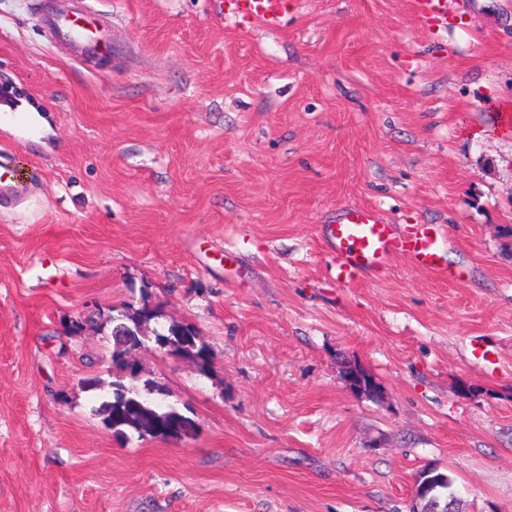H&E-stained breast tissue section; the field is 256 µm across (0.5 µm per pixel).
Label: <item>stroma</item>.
<instances>
[{
	"mask_svg": "<svg viewBox=\"0 0 512 512\" xmlns=\"http://www.w3.org/2000/svg\"><path fill=\"white\" fill-rule=\"evenodd\" d=\"M80 59L0 0V512H410L436 466L459 512H512V0H296L279 28L217 0H86ZM350 206L436 229L448 282L393 256L330 274ZM149 301L211 368L148 342L136 375L93 310ZM487 351L476 358L474 349ZM376 378L351 390L344 366ZM161 385L181 440L115 437L96 390ZM416 16L424 21L439 25L447 19V0H409ZM23 179L19 169L9 160L0 162V202L4 204L22 196Z\"/></svg>",
	"mask_w": 512,
	"mask_h": 512,
	"instance_id": "stroma-1",
	"label": "stroma"
}]
</instances>
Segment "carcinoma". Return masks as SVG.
I'll return each instance as SVG.
<instances>
[{
    "instance_id": "carcinoma-1",
    "label": "carcinoma",
    "mask_w": 512,
    "mask_h": 512,
    "mask_svg": "<svg viewBox=\"0 0 512 512\" xmlns=\"http://www.w3.org/2000/svg\"><path fill=\"white\" fill-rule=\"evenodd\" d=\"M161 317L158 309L144 304L138 308L129 305L120 314L103 316L93 314L79 316L71 321L70 330L77 333L84 329L87 323L95 322L101 328L111 327L113 339L112 364L122 370H127L124 355L140 344L154 339L155 343L175 357L195 361L201 373H207L209 358L206 347L199 341L196 330L191 326L171 324L164 332H150V324ZM110 390L107 399L102 401L97 414L102 416L104 424L112 429L113 434L123 437L133 433L142 438L168 439L172 428L179 425L184 431L194 428V420L183 414L175 405L166 401L165 391L158 385L152 384L142 393L129 388L122 381L109 383ZM438 477L436 489L429 493L428 499L420 502L422 512H433L435 504L445 506L454 500L451 487V477L440 470L435 471Z\"/></svg>"
}]
</instances>
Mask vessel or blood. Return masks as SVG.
I'll use <instances>...</instances> for the list:
<instances>
[{
  "mask_svg": "<svg viewBox=\"0 0 512 512\" xmlns=\"http://www.w3.org/2000/svg\"><path fill=\"white\" fill-rule=\"evenodd\" d=\"M416 16L425 22L440 24L446 17L447 0H410ZM293 0H224L225 16L238 21L257 22L267 28L278 27ZM45 27L57 39L80 45L85 52L102 54L109 43L99 32L92 12L48 13ZM23 179L8 160L0 162V202L8 204L22 196ZM333 262L330 268L337 284L349 285L367 273L384 269L391 256H407L418 267L455 281L461 273L441 263V251L433 228L413 226L399 234L393 224L376 208L354 207L343 211L329 231Z\"/></svg>",
  "mask_w": 512,
  "mask_h": 512,
  "instance_id": "1",
  "label": "vessel or blood"
}]
</instances>
